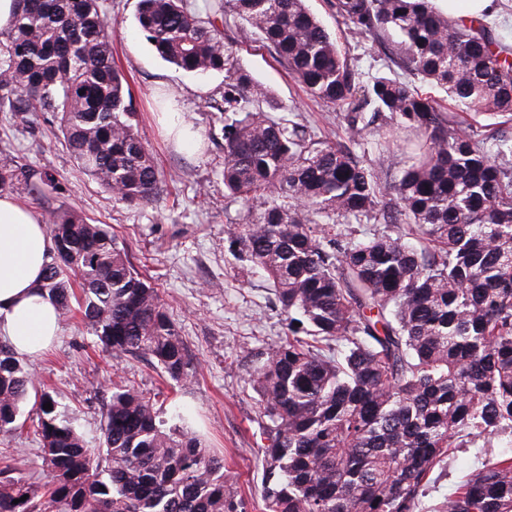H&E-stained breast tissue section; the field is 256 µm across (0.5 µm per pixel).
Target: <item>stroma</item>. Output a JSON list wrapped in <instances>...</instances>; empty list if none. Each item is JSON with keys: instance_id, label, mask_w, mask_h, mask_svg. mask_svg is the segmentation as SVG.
<instances>
[{"instance_id": "obj_1", "label": "stroma", "mask_w": 512, "mask_h": 512, "mask_svg": "<svg viewBox=\"0 0 512 512\" xmlns=\"http://www.w3.org/2000/svg\"><path fill=\"white\" fill-rule=\"evenodd\" d=\"M307 4L362 76L383 70L381 50H366L361 39L338 24L328 0ZM105 6L114 56L131 78L140 112L138 134L169 176L160 203L143 207L114 202L59 140L57 120L49 112L22 123L0 111V160L50 178L40 193L24 186L12 191L14 200L42 216L51 209H75L88 222L108 225L128 246L174 319L197 372L177 383L145 358L112 355L75 311L61 317L54 344L28 363L39 389L74 412L80 432L94 447L113 383L135 385L161 409L181 406L194 429L223 454L224 472L248 502V512H263L262 420L242 359L283 336L286 321L267 279L251 272L224 245V227L237 222L240 213L239 204L225 197L220 176L224 147L214 107L222 102L224 76L200 79L160 59L139 31L136 0H105ZM237 54L280 113L298 114L316 137L346 140L337 108L313 100L272 52L254 44L239 46ZM166 112L178 113L198 132V139L173 144L161 119ZM483 460L480 449L455 450L436 469L424 505L443 503Z\"/></svg>"}]
</instances>
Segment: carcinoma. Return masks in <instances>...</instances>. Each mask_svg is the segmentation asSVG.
I'll list each match as a JSON object with an SVG mask.
<instances>
[{"instance_id":"cac0c4a2","label":"carcinoma","mask_w":512,"mask_h":512,"mask_svg":"<svg viewBox=\"0 0 512 512\" xmlns=\"http://www.w3.org/2000/svg\"><path fill=\"white\" fill-rule=\"evenodd\" d=\"M0 30V110L51 112L82 170L127 205L165 179L137 130L112 52L104 0H17ZM336 21L390 65L444 90L461 112L512 123V47L483 18L453 21L432 0H330ZM148 44L182 71L224 73L225 196L241 205L224 245L271 283L287 334L244 356L266 425L264 512H420L451 448L499 451L443 512H512V141L478 139L411 81L364 83L307 0H137ZM259 36L351 138L408 129L390 182L348 148L315 137L239 63ZM42 175L0 161V191ZM261 209L253 210L254 201ZM385 229H347L339 219ZM39 288L78 311L114 355L146 356L170 380L196 366L157 290L105 224L48 212ZM25 357L0 341V512H247L184 412L167 425L145 394L114 384L88 445L60 402L31 393ZM50 403L52 409L43 405ZM34 417L51 480L10 447ZM26 500H21V497ZM19 503H13V500Z\"/></svg>"}]
</instances>
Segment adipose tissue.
Here are the masks:
<instances>
[{
	"mask_svg": "<svg viewBox=\"0 0 512 512\" xmlns=\"http://www.w3.org/2000/svg\"><path fill=\"white\" fill-rule=\"evenodd\" d=\"M53 241L40 215L0 197V336L33 354L58 334L60 316L39 288Z\"/></svg>",
	"mask_w": 512,
	"mask_h": 512,
	"instance_id": "obj_1",
	"label": "adipose tissue"
}]
</instances>
